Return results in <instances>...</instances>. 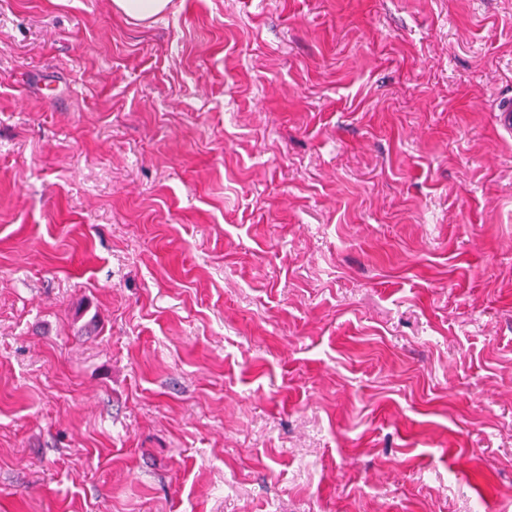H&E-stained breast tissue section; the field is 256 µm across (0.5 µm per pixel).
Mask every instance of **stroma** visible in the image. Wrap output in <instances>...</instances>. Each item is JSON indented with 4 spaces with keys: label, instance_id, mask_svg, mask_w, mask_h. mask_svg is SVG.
Masks as SVG:
<instances>
[{
    "label": "stroma",
    "instance_id": "obj_1",
    "mask_svg": "<svg viewBox=\"0 0 512 512\" xmlns=\"http://www.w3.org/2000/svg\"><path fill=\"white\" fill-rule=\"evenodd\" d=\"M512 0H0V512H512ZM169 0H113L114 6L126 16L146 20L165 11Z\"/></svg>",
    "mask_w": 512,
    "mask_h": 512
}]
</instances>
